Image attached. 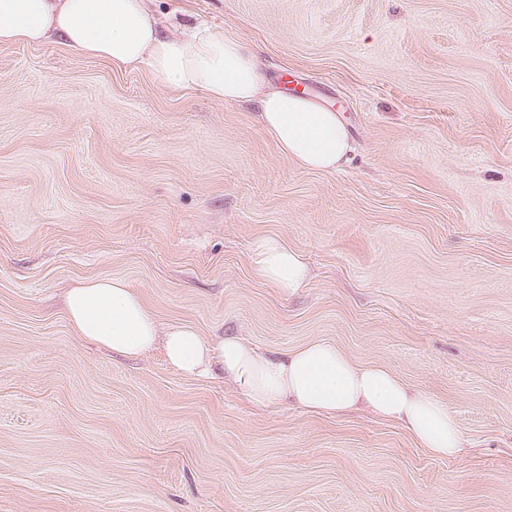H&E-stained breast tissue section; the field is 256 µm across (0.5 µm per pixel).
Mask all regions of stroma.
<instances>
[{
    "label": "stroma",
    "instance_id": "stroma-1",
    "mask_svg": "<svg viewBox=\"0 0 512 512\" xmlns=\"http://www.w3.org/2000/svg\"><path fill=\"white\" fill-rule=\"evenodd\" d=\"M149 8L252 46L278 89L340 113L353 152L307 170L253 108L145 64L0 46V512H512V0ZM260 236L300 254L303 288L257 278ZM101 277L164 327L383 364L465 448L99 348L63 296Z\"/></svg>",
    "mask_w": 512,
    "mask_h": 512
}]
</instances>
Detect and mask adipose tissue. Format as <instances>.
I'll use <instances>...</instances> for the list:
<instances>
[{
  "instance_id": "ef3b65f1",
  "label": "adipose tissue",
  "mask_w": 512,
  "mask_h": 512,
  "mask_svg": "<svg viewBox=\"0 0 512 512\" xmlns=\"http://www.w3.org/2000/svg\"><path fill=\"white\" fill-rule=\"evenodd\" d=\"M58 39L70 50L123 65L143 62L168 85L200 88L213 99L253 105L280 152L299 166L333 171L351 153L347 127L336 112L304 96L264 88L257 52L218 30L166 35L145 0H0V46ZM256 276L284 292L305 285L308 268L276 237L258 238ZM66 312L75 336L112 353L136 357L163 342L178 371L210 375L220 367L254 405L292 402L311 412L366 407L402 423L432 455H459L463 438L447 406L400 380L386 367L359 364L336 345L314 341L283 355L262 353L234 336L212 338L155 316L122 281L87 279L69 288Z\"/></svg>"
}]
</instances>
